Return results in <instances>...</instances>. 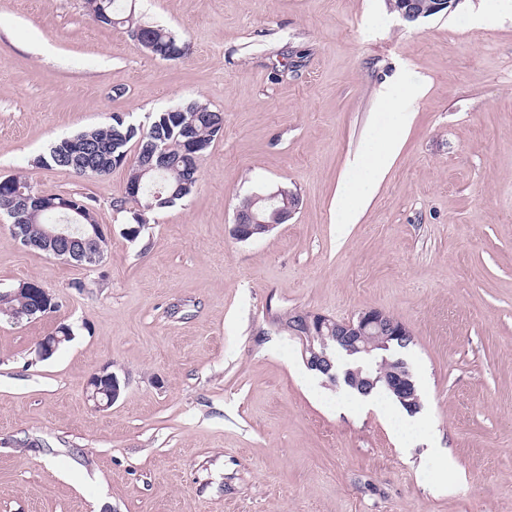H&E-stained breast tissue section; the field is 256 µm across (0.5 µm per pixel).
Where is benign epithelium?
<instances>
[{"label":"benign epithelium","mask_w":512,"mask_h":512,"mask_svg":"<svg viewBox=\"0 0 512 512\" xmlns=\"http://www.w3.org/2000/svg\"><path fill=\"white\" fill-rule=\"evenodd\" d=\"M454 3L455 0H431L425 6L419 0H399L397 12L403 20L414 22L446 11L452 8ZM70 157L76 159L84 168L106 172L124 163V159L115 158L99 147H91L83 140L71 142ZM16 199L24 209V215L14 219L11 226V232L18 240H21L19 229L25 228L23 221L26 216L40 215L59 207L51 195L35 192L30 187L18 190ZM277 199L276 191L244 198L243 203L236 209L231 228L232 235L239 241L258 239L276 228L277 224L288 221L293 208L276 207ZM71 231V226L67 224L48 225L41 240L44 251L66 261H97L92 243L105 237L103 227L97 224L86 230L87 237L82 241L83 248L80 250L63 247V244L72 241ZM23 292L38 299L34 310L42 313L50 311L51 304L48 298L51 297V293L48 289L25 288ZM288 331L300 340L307 367L328 376L332 381L338 380V376L330 373L333 360L336 359V350L359 357L370 356L376 351L382 352L381 359L388 365V369L375 374L372 371V364L368 363L364 368L346 371L345 380L363 391L382 383L403 405L415 409L420 407L413 373L407 364L401 359L391 361L385 355V352L391 349V345L396 343L404 346L412 339L410 328L397 318L378 309L365 310L344 321L321 313L296 312L292 315ZM120 393L118 376L106 368L93 374L87 382V398L94 402L97 408L111 405L119 398Z\"/></svg>","instance_id":"7a95c632"}]
</instances>
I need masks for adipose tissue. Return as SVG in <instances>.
Here are the masks:
<instances>
[{"label": "adipose tissue", "instance_id": "ef3b65f1", "mask_svg": "<svg viewBox=\"0 0 512 512\" xmlns=\"http://www.w3.org/2000/svg\"><path fill=\"white\" fill-rule=\"evenodd\" d=\"M411 115L392 94L381 97L375 122L369 133L370 150L349 163L336 195V221L353 224L369 205L376 189L397 156Z\"/></svg>", "mask_w": 512, "mask_h": 512}]
</instances>
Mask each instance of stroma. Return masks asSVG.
Here are the masks:
<instances>
[{"label": "stroma", "mask_w": 512, "mask_h": 512, "mask_svg": "<svg viewBox=\"0 0 512 512\" xmlns=\"http://www.w3.org/2000/svg\"><path fill=\"white\" fill-rule=\"evenodd\" d=\"M188 44L175 61L98 23L86 0H0V178L79 194L107 235L65 262L0 221V292L35 280L58 303L0 315V512H512V0L408 24L386 0H133ZM412 122L357 223L336 221L376 95ZM197 101L224 130L200 180L136 239L117 212L127 169L35 166L58 139L145 125ZM285 189L287 223L231 235L245 197ZM379 309L428 418L401 433L350 406L282 323ZM73 332L51 358L39 341ZM124 387L99 409L101 369ZM448 449L463 481L437 486ZM121 393V385L118 376L104 368L94 373L87 382L86 395L89 401H93L95 407L104 408L115 402ZM103 394L107 402L102 404L98 396Z\"/></svg>", "instance_id": "35a3bbf8"}]
</instances>
